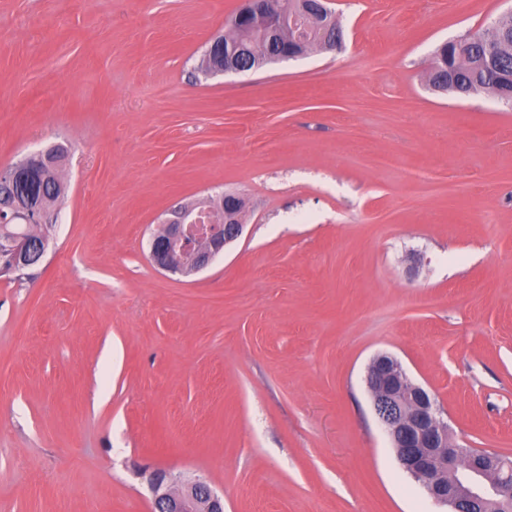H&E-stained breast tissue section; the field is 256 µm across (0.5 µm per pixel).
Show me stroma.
<instances>
[{
    "mask_svg": "<svg viewBox=\"0 0 512 512\" xmlns=\"http://www.w3.org/2000/svg\"><path fill=\"white\" fill-rule=\"evenodd\" d=\"M242 0H0V172L61 143L30 277H0V512H441L365 375L386 352L458 444L512 457V106L429 90L512 0H331L336 51L198 65ZM243 196L242 236L155 267L170 209ZM153 512H224V502L202 480L167 481L158 475L151 479Z\"/></svg>",
    "mask_w": 512,
    "mask_h": 512,
    "instance_id": "stroma-1",
    "label": "stroma"
}]
</instances>
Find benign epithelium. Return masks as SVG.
Returning <instances> with one entry per match:
<instances>
[{
	"instance_id": "benign-epithelium-1",
	"label": "benign epithelium",
	"mask_w": 512,
	"mask_h": 512,
	"mask_svg": "<svg viewBox=\"0 0 512 512\" xmlns=\"http://www.w3.org/2000/svg\"><path fill=\"white\" fill-rule=\"evenodd\" d=\"M329 0H299L288 12L277 0H243L231 21L241 30L259 31L278 43L274 53L261 55L248 41L234 47L224 45V35L215 36L207 48L212 72H246L264 60H288L307 54L313 30L333 32L322 49L342 43L343 31L328 7ZM243 200L225 192L207 202L181 204L165 219V234L150 244V259L159 269L191 275L206 269L215 258L243 233ZM54 225H45L34 240L15 238L4 244L8 265L0 271L15 272L28 266L29 252L46 256ZM366 383L373 411L388 432L401 468L408 472L436 503L448 512H491V506L512 503V460L501 456L492 466L472 456L460 468V446L440 417L434 396L412 382L401 363L382 353L370 362ZM153 512H224V502L202 480L151 479Z\"/></svg>"
}]
</instances>
